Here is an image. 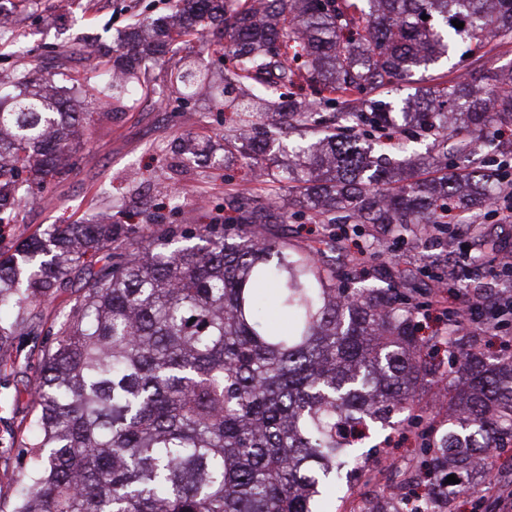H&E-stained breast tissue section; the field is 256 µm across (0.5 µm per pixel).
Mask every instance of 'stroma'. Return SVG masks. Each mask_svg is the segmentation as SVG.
Segmentation results:
<instances>
[{"label": "stroma", "instance_id": "obj_1", "mask_svg": "<svg viewBox=\"0 0 512 512\" xmlns=\"http://www.w3.org/2000/svg\"><path fill=\"white\" fill-rule=\"evenodd\" d=\"M59 0H41L39 9L22 16L16 28L17 40L32 54L51 56L53 50L77 36L98 38L113 43L138 16L162 15L173 0H68L67 10H60ZM512 65V43L496 53L481 58L471 57L463 65L449 63L437 66V73L449 77L467 75L476 81L490 72ZM102 118L86 128L81 147L69 171L48 179L42 190L27 200L19 221L0 231V248L9 249L38 233L49 224L81 222L99 212L111 214L119 224L152 222L169 224L180 229H196L207 224L210 217L223 214L229 195L237 190L265 194L243 159H224L222 136L232 127V115L214 108L208 93L178 107L168 98L138 104L110 103L98 105ZM202 137L212 142L213 156L223 158L222 166H209L203 160L190 161L175 153L174 140ZM449 247L429 244L417 252L405 247L400 251L403 269L415 272L417 285L427 278L420 273L422 256L435 259L447 257L454 265L457 279L447 294L449 302L477 288L493 286L512 290V277L495 279L475 277V260L485 268L496 269L489 249L475 246L468 234L450 225ZM78 294L67 290L51 304L38 307L35 324L18 328L15 336L0 345V512H11L22 483L33 465L29 443L32 438L35 409L28 388L39 376L44 350L51 338L48 334L56 317L76 303ZM417 316L420 336L438 342L436 371L419 383L415 392L416 413L429 418L432 412L446 409L447 401L438 393L447 388L444 377L449 364L462 354L480 351L488 359L512 355V345L502 344L512 334V318L500 323L499 337L457 336L454 346L442 344L444 324L441 305L422 296ZM416 426L403 431H390L376 436L369 459L377 469V484L401 480L417 464Z\"/></svg>", "mask_w": 512, "mask_h": 512}]
</instances>
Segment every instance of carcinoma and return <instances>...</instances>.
<instances>
[{
	"label": "carcinoma",
	"instance_id": "1",
	"mask_svg": "<svg viewBox=\"0 0 512 512\" xmlns=\"http://www.w3.org/2000/svg\"><path fill=\"white\" fill-rule=\"evenodd\" d=\"M428 19L423 20L421 16ZM464 23L456 28L453 20ZM200 52L181 54L182 39ZM512 42V0H174L170 13L131 24L115 56L83 73H47L36 57L0 93V226L15 224L30 190L71 166L93 112H62L58 83L85 97L133 101L157 94L150 70L164 57L169 96L212 89L237 115L224 152L255 161L257 178L288 174L289 199L272 213L259 196L231 202L198 235L111 218L51 224L0 250V341L30 309L85 274L30 390L36 465L13 512H327L341 483H370L356 447L396 414L413 418L414 390L430 368L416 334L420 308L393 269L390 288H349L374 255L329 259V242L267 238L294 205L331 234L354 224L396 251L421 229L448 228L453 212L483 210L512 186V153L480 151L512 131V66L478 84L439 80L393 106L384 97L459 45L471 55ZM228 58L214 85L201 51ZM312 89L319 100L282 89ZM364 95L353 105V92ZM310 136L275 173L255 155L282 123ZM433 139L439 154L394 177L375 147ZM198 158L193 139L175 145ZM459 160L448 172V157ZM446 427L421 435L416 476L422 512H441L449 475L467 491L479 461L512 441V357L461 358ZM365 512H405L380 494Z\"/></svg>",
	"mask_w": 512,
	"mask_h": 512
}]
</instances>
